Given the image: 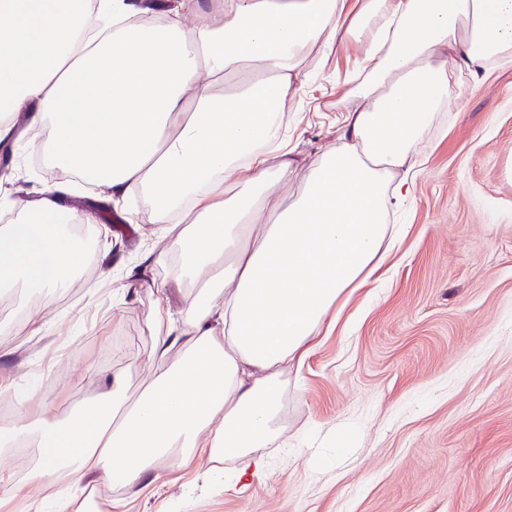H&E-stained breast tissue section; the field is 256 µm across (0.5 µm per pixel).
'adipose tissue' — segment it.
Wrapping results in <instances>:
<instances>
[{"mask_svg":"<svg viewBox=\"0 0 512 512\" xmlns=\"http://www.w3.org/2000/svg\"><path fill=\"white\" fill-rule=\"evenodd\" d=\"M317 44L359 47L367 67L343 83L359 104L298 197L260 224V204L296 171L288 158L268 168L264 148L280 144L283 105L305 83L302 53ZM510 55L512 0H182L156 29L140 27L130 0H0V142L40 147L74 176L13 200L0 291L53 296L84 268L68 229L96 216L65 202L81 181L113 200L145 196L157 224L190 215L195 230L171 249L203 286L190 332L158 310L155 352L181 356L135 407L117 384L90 412L35 430L22 422L0 446L33 434L38 477L71 500L92 481L139 484L177 452L243 457L260 476L281 377L399 245L389 211L412 202L407 173L458 74L480 78ZM244 65L243 92L217 93Z\"/></svg>","mask_w":512,"mask_h":512,"instance_id":"1","label":"adipose tissue"}]
</instances>
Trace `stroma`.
Wrapping results in <instances>:
<instances>
[{"label": "stroma", "instance_id": "obj_1", "mask_svg": "<svg viewBox=\"0 0 512 512\" xmlns=\"http://www.w3.org/2000/svg\"><path fill=\"white\" fill-rule=\"evenodd\" d=\"M359 49L312 46L283 138L302 166L333 146L355 99L329 80L354 70ZM414 201L391 217L403 249L356 293L334 330L284 373L280 435L262 476L239 460L161 461L155 481L95 484L98 512H512V56L482 81L462 74L455 99L420 144ZM47 164L0 152V198H34ZM96 239L109 243L87 275L52 299L25 288L0 294V408L32 392L55 421L87 412L114 377L138 398L155 371L158 309L180 330L199 285L181 280L162 225L136 196L108 203L85 194ZM112 285L100 287L101 267ZM353 429L357 444L333 457L329 441ZM24 482L0 512H50L52 490L34 473L39 450L0 451ZM241 478L242 494L224 483Z\"/></svg>", "mask_w": 512, "mask_h": 512}]
</instances>
